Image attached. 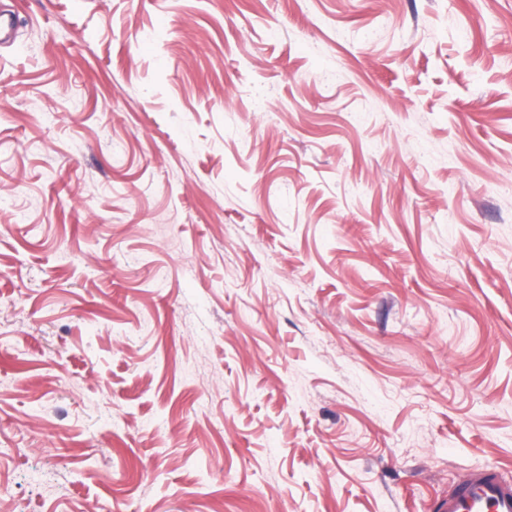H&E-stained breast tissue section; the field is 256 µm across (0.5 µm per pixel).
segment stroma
Returning a JSON list of instances; mask_svg holds the SVG:
<instances>
[{"label":"stroma","mask_w":512,"mask_h":512,"mask_svg":"<svg viewBox=\"0 0 512 512\" xmlns=\"http://www.w3.org/2000/svg\"><path fill=\"white\" fill-rule=\"evenodd\" d=\"M5 2L0 512L512 483V0Z\"/></svg>","instance_id":"stroma-1"}]
</instances>
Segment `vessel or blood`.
<instances>
[{
    "label": "vessel or blood",
    "mask_w": 512,
    "mask_h": 512,
    "mask_svg": "<svg viewBox=\"0 0 512 512\" xmlns=\"http://www.w3.org/2000/svg\"><path fill=\"white\" fill-rule=\"evenodd\" d=\"M436 508L438 512H512V485L495 467L476 469L439 500Z\"/></svg>",
    "instance_id": "1"
}]
</instances>
